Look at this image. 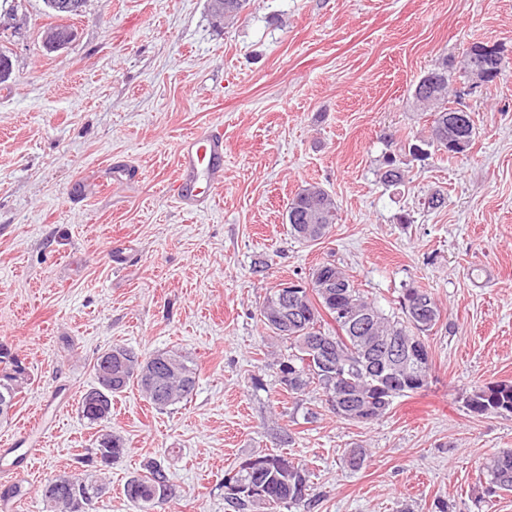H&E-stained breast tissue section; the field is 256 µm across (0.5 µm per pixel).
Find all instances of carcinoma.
<instances>
[{
    "label": "carcinoma",
    "instance_id": "carcinoma-1",
    "mask_svg": "<svg viewBox=\"0 0 512 512\" xmlns=\"http://www.w3.org/2000/svg\"><path fill=\"white\" fill-rule=\"evenodd\" d=\"M215 0H209L212 17L228 25L247 9L250 0H221L223 9L214 8ZM500 44H476L465 54L462 73L466 76L479 70L488 73L485 88L496 84L500 76L491 72V62L504 54ZM456 71L454 61L443 58L428 69L417 82L413 99L419 110L430 117L429 135L417 143L408 145V153L414 161L430 156L429 149L449 158H456L472 146L474 121L469 114L452 111L449 89L451 73ZM405 169L396 157L389 155L384 160V171L380 181L387 186L399 185L404 181ZM338 206L336 200L323 188L309 185L299 191L288 203L287 220L290 233L298 240L316 242L323 238L332 224L336 223ZM311 229L310 234L302 230ZM318 276L319 284L314 286L307 298V305L298 313L289 311L274 291L266 297L260 308V321L273 334L287 343V352L276 361L279 385L288 394H299L309 387L320 391L321 403L327 397L344 389L358 396L359 406L370 408L368 421L373 422L386 414V410L375 401V378L366 369L365 360L369 352L365 349V336H398L414 340V333L432 331L440 319V309L432 293L423 288L404 287L399 297L401 315H386L372 301L355 288L353 281L332 263H321L312 270ZM345 310L353 317L348 322L337 320V312ZM304 335H295V329ZM328 336L336 340L340 358L332 372L314 367L308 362L309 352L303 344V336ZM140 355L134 350L112 347V376L116 385L111 395H118L131 386H137L148 402L163 411L186 400L195 391L197 369L188 357L178 351H158L149 356L156 366L154 382L149 383L135 374ZM16 368V356L0 344V394L8 393V400L0 398V420L8 418L9 412L18 403L23 388L12 386L11 372ZM409 373L416 374L421 382L413 384L404 374L386 371L384 385L391 392V398L406 396L429 385L430 373L414 364ZM288 380H283V375ZM484 402L498 406L503 412L512 414V384L496 382L474 387L470 403ZM126 448L125 439L112 434V448L102 456L100 465L108 467L119 459ZM367 456L366 449L355 446L344 454L345 464L353 469L362 467ZM262 463L255 464L247 457L239 463L235 473L224 477V503L230 512H252L265 505L274 510L288 504L307 500L309 481L305 489L298 488L292 481L293 465H285L286 455L268 453L261 455ZM489 486L502 491H512V450L496 453L483 463ZM61 485L47 484L42 495L52 508L62 512H91L96 504L95 489L101 484L99 476L87 473L82 476H63ZM231 484L252 485L262 489L261 498L236 495L229 491ZM170 487L165 468L152 461L124 484L126 499L138 512H152L155 495Z\"/></svg>",
    "mask_w": 512,
    "mask_h": 512
}]
</instances>
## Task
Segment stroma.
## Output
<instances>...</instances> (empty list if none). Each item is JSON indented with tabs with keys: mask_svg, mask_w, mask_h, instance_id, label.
<instances>
[{
	"mask_svg": "<svg viewBox=\"0 0 512 512\" xmlns=\"http://www.w3.org/2000/svg\"><path fill=\"white\" fill-rule=\"evenodd\" d=\"M50 23L43 0L0 20V343L31 374L0 443L43 415L0 512H50L44 484L85 470L98 428L78 401L115 345L181 352L199 380L166 411L134 386L113 397L108 427L127 448L93 512H136L123 486L149 461L174 487L167 512H226L225 475L280 452L306 465L310 491L277 512H512L482 471L512 449V415L464 403L512 382V72L472 93L455 76L474 119L467 156L410 162L397 186L378 172L423 135L413 91L436 61L476 43L512 54V0H251L230 28L208 0H87L52 53ZM211 124L224 176L208 209L188 211L171 190L176 146ZM310 184L338 214L308 244L285 212ZM436 191L445 205L425 208ZM322 262L385 312L407 285L441 310L429 386L368 425L322 411L315 389L284 393L273 358L286 344L260 321L271 290ZM355 445L357 471L342 462Z\"/></svg>",
	"mask_w": 512,
	"mask_h": 512,
	"instance_id": "stroma-1",
	"label": "stroma"
}]
</instances>
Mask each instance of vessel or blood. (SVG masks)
I'll list each match as a JSON object with an SVG mask.
<instances>
[{
  "label": "vessel or blood",
  "instance_id": "obj_1",
  "mask_svg": "<svg viewBox=\"0 0 512 512\" xmlns=\"http://www.w3.org/2000/svg\"><path fill=\"white\" fill-rule=\"evenodd\" d=\"M173 189L184 208H207L224 173V128L210 125L181 140Z\"/></svg>",
  "mask_w": 512,
  "mask_h": 512
}]
</instances>
